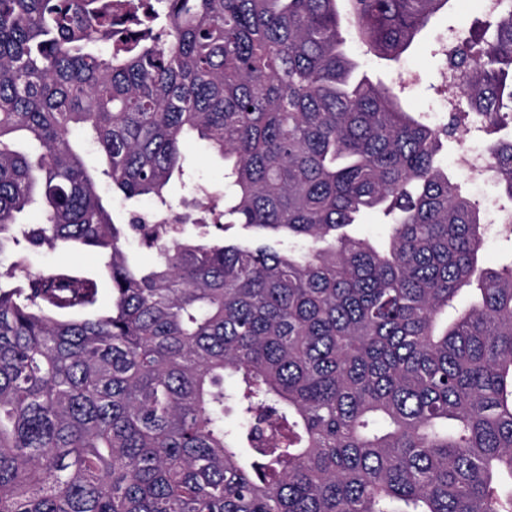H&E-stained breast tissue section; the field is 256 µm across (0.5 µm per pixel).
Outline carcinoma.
Instances as JSON below:
<instances>
[{
    "instance_id": "carcinoma-1",
    "label": "carcinoma",
    "mask_w": 512,
    "mask_h": 512,
    "mask_svg": "<svg viewBox=\"0 0 512 512\" xmlns=\"http://www.w3.org/2000/svg\"><path fill=\"white\" fill-rule=\"evenodd\" d=\"M450 6L0 0V254L92 246L112 284L0 270V512H512V262L440 156L512 128V0L456 32L446 124L345 48L397 62ZM190 134L224 187L186 240ZM486 171L512 212V139ZM104 182L153 211L115 223ZM512 242L490 235L486 238L481 251L480 262L484 269L497 270L505 262L510 261Z\"/></svg>"
}]
</instances>
